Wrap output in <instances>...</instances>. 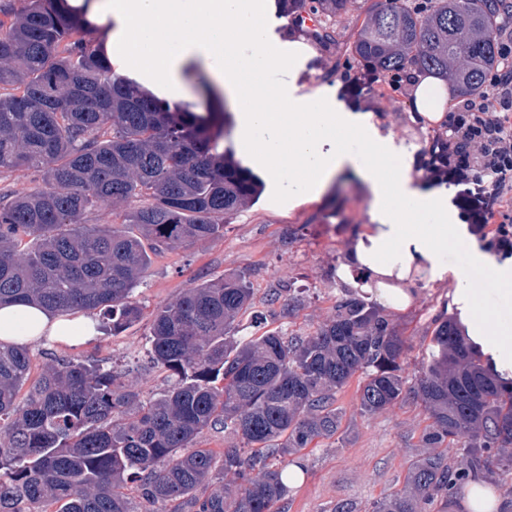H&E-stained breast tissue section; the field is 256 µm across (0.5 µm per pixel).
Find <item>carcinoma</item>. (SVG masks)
<instances>
[{"label": "carcinoma", "instance_id": "1", "mask_svg": "<svg viewBox=\"0 0 512 512\" xmlns=\"http://www.w3.org/2000/svg\"><path fill=\"white\" fill-rule=\"evenodd\" d=\"M22 2L0 0L9 18L0 20V174L26 167L43 186L0 192V304L99 310L96 329L116 335L142 317L133 293L150 251L223 234L258 184L220 148L230 113L203 116L138 91L64 0ZM347 2L277 0V9L313 44L385 77L433 74L469 95L499 65L494 31L507 0H433L426 11L361 0L364 19L343 44ZM120 202L126 229L85 222ZM341 288L314 333L268 330L245 342L233 335L255 297L243 276L188 289L154 313L153 360L175 381L149 401L90 361L59 358L33 379L28 349L0 345V512H134L131 487L173 512H270L286 489L283 459L336 437V395L355 377L361 415L412 398L431 420L406 489L372 512H431L512 467V379L439 317L409 381L406 339L379 303ZM218 422L238 442L219 457L192 447ZM218 469L231 483L213 486Z\"/></svg>", "mask_w": 512, "mask_h": 512}]
</instances>
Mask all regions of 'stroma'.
Masks as SVG:
<instances>
[{
    "label": "stroma",
    "instance_id": "35a3bbf8",
    "mask_svg": "<svg viewBox=\"0 0 512 512\" xmlns=\"http://www.w3.org/2000/svg\"><path fill=\"white\" fill-rule=\"evenodd\" d=\"M263 16L270 41L290 47L295 57L292 66L271 73L272 81L291 85L300 97L346 85L342 75L344 56L314 49L302 32L284 35V22L273 11H264ZM356 98L360 111L367 114L369 124L380 136L426 154L428 131L414 129L407 122L408 104L394 102L379 109L366 89L357 91ZM331 206L337 211L336 217L322 220V213ZM302 224L309 227L307 236L289 239V230ZM371 224L369 193L355 171L336 177L317 200L285 195L265 186L259 201L238 212L225 225L223 235L186 242L152 255L133 294L142 309L139 322L118 335L100 333L75 347L31 348L33 371L41 373L57 357L94 358L105 368L123 372L127 384L141 399L155 398L174 378L152 362L149 334L153 312L187 288L229 274L246 276L259 299L277 288L281 300L295 295L302 300L290 315L269 312L259 303L238 318V339L256 334L254 317L260 313L269 329L287 335L312 333L332 315L341 294L337 267ZM455 286L450 277L420 284L406 309L387 310V317L410 346L409 374H417L424 333L443 307L450 305ZM336 404L343 412L339 434L307 449L302 479L274 504V512H333L336 503L343 500L356 503L359 512H370L374 502L403 490L407 472L421 452L420 439L428 424L422 407L409 401L374 416H362L357 410V385L353 382L338 393Z\"/></svg>",
    "mask_w": 512,
    "mask_h": 512
}]
</instances>
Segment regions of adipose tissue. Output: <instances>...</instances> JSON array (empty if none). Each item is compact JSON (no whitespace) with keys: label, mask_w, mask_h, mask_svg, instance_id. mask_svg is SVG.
<instances>
[{"label":"adipose tissue","mask_w":512,"mask_h":512,"mask_svg":"<svg viewBox=\"0 0 512 512\" xmlns=\"http://www.w3.org/2000/svg\"><path fill=\"white\" fill-rule=\"evenodd\" d=\"M68 12L94 35L107 63L127 82L167 102L195 100L204 82L211 100L234 113L238 150L275 179L289 166L303 179L288 191L320 198L341 171L353 168L368 186L373 224L336 271L345 283L381 305L403 310L419 281L443 278L451 249L467 247L471 261L492 267L497 291L512 298V263H497L466 236L452 198L454 188L421 189L410 171L412 152L381 137L356 107L338 108L336 93L319 99L295 96L291 87L266 85L263 76L291 63L290 53L267 48L253 21V0H66ZM454 301L467 314L470 340L495 369H512V328L498 324L483 289L454 272ZM86 314L51 312L32 303L0 307V344L68 347L95 336Z\"/></svg>","instance_id":"1"}]
</instances>
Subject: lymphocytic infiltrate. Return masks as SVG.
I'll return each mask as SVG.
<instances>
[{
	"mask_svg": "<svg viewBox=\"0 0 512 512\" xmlns=\"http://www.w3.org/2000/svg\"><path fill=\"white\" fill-rule=\"evenodd\" d=\"M499 55L502 68L458 105L500 130L496 157L487 156L483 141L474 137L439 139L425 167L428 177L473 185L468 217L485 236L512 222V32L500 39Z\"/></svg>",
	"mask_w": 512,
	"mask_h": 512,
	"instance_id": "1",
	"label": "lymphocytic infiltrate"
}]
</instances>
